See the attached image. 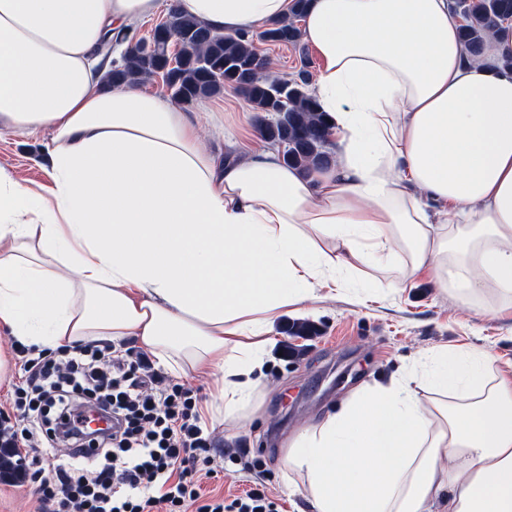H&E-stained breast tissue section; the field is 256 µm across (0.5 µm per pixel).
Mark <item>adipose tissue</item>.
<instances>
[{
  "mask_svg": "<svg viewBox=\"0 0 512 512\" xmlns=\"http://www.w3.org/2000/svg\"><path fill=\"white\" fill-rule=\"evenodd\" d=\"M224 35L294 0H174ZM159 0H0V126L47 130V192L0 169V327L34 351L134 341L213 378L239 418L278 320L337 274L428 275L476 312L512 310V32L479 56L452 0H313L300 37L335 122L332 163L277 145L205 149L195 115L106 87L101 44ZM352 394L291 441L310 512H512V376L483 348Z\"/></svg>",
  "mask_w": 512,
  "mask_h": 512,
  "instance_id": "obj_1",
  "label": "adipose tissue"
}]
</instances>
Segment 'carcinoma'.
<instances>
[{
    "mask_svg": "<svg viewBox=\"0 0 512 512\" xmlns=\"http://www.w3.org/2000/svg\"><path fill=\"white\" fill-rule=\"evenodd\" d=\"M308 2L296 0L293 15L262 32L260 40L274 46L297 45L300 34L296 20ZM454 8L461 18L462 39L474 57L481 54L492 29L512 22V0H454ZM169 24L181 35L175 66L167 70V86L174 100L191 104L228 89L239 91L254 111L278 115L265 138L288 143L284 155L288 164L310 169L332 161L329 121L308 91L307 66H302L295 77L278 83L257 72L254 37L214 33L196 19L177 12L170 15ZM168 61L166 39L156 36L150 48H133L125 52L122 63L110 62L105 79L112 86L137 84L157 77Z\"/></svg>",
    "mask_w": 512,
    "mask_h": 512,
    "instance_id": "carcinoma-1",
    "label": "carcinoma"
}]
</instances>
